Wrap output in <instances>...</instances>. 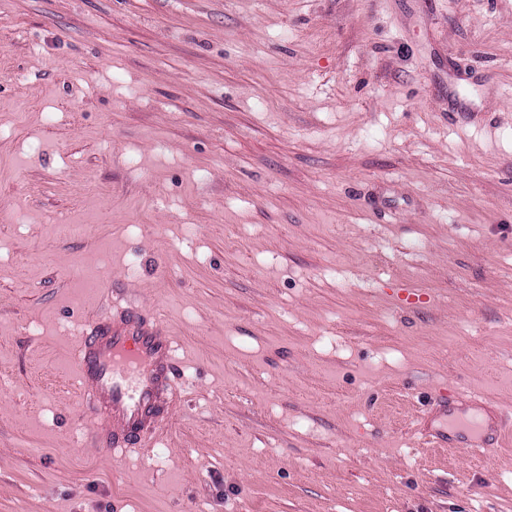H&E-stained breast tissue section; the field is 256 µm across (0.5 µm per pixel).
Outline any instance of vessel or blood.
<instances>
[{
    "mask_svg": "<svg viewBox=\"0 0 512 512\" xmlns=\"http://www.w3.org/2000/svg\"><path fill=\"white\" fill-rule=\"evenodd\" d=\"M79 389L99 426L102 444L125 448L153 436L179 381L174 342L160 320L134 306L88 321L75 353ZM512 422L496 402L447 392L431 398L416 417V434L428 448L475 455L500 447Z\"/></svg>",
    "mask_w": 512,
    "mask_h": 512,
    "instance_id": "obj_1",
    "label": "vessel or blood"
}]
</instances>
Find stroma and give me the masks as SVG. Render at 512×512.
<instances>
[{
	"label": "stroma",
	"mask_w": 512,
	"mask_h": 512,
	"mask_svg": "<svg viewBox=\"0 0 512 512\" xmlns=\"http://www.w3.org/2000/svg\"><path fill=\"white\" fill-rule=\"evenodd\" d=\"M112 291L190 378L117 450ZM0 382V512H512L410 423L512 410V0H0Z\"/></svg>",
	"instance_id": "35a3bbf8"
}]
</instances>
